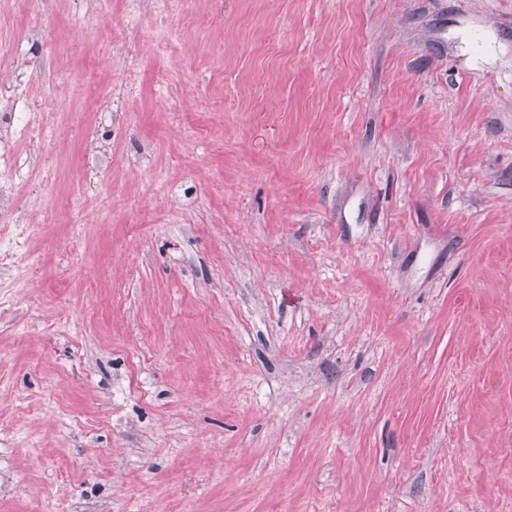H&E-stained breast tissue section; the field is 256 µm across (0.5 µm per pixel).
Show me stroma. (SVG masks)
Returning <instances> with one entry per match:
<instances>
[{
    "label": "stroma",
    "mask_w": 512,
    "mask_h": 512,
    "mask_svg": "<svg viewBox=\"0 0 512 512\" xmlns=\"http://www.w3.org/2000/svg\"><path fill=\"white\" fill-rule=\"evenodd\" d=\"M1 96L0 512H512V0H0ZM14 110L15 106L11 112H7L6 107L3 106L1 107L0 114V163L2 160L3 164H7L10 168L12 166V159L15 151L10 147L9 151L5 152L4 146L11 141L12 131L16 124L15 117L17 112H14ZM9 187L3 183L0 187V257L10 262L0 266V277L6 265L14 266L17 260L22 259L26 252V246L30 237L28 224H16L9 203ZM7 217V220H3Z\"/></svg>",
    "instance_id": "35a3bbf8"
}]
</instances>
